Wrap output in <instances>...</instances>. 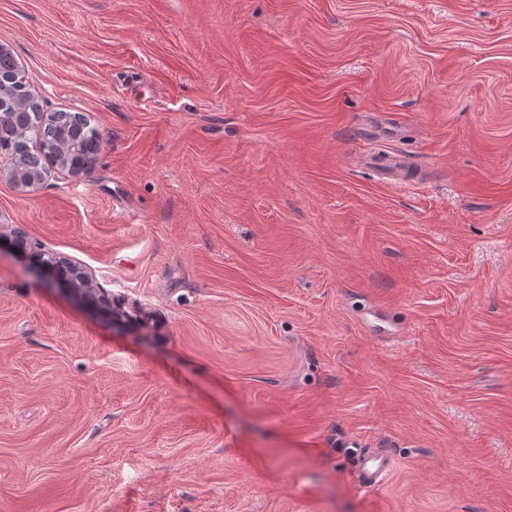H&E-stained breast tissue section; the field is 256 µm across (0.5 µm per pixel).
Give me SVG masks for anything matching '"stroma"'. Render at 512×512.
Returning a JSON list of instances; mask_svg holds the SVG:
<instances>
[{
	"label": "stroma",
	"mask_w": 512,
	"mask_h": 512,
	"mask_svg": "<svg viewBox=\"0 0 512 512\" xmlns=\"http://www.w3.org/2000/svg\"><path fill=\"white\" fill-rule=\"evenodd\" d=\"M0 44L99 134L0 234L122 315L0 244V512H512V0H0ZM12 246L29 255L45 273L50 282L68 288L79 298L86 300L103 312H112V301L93 286L92 276L76 262L66 257L47 255L37 248L22 232L15 230L11 238ZM389 457L375 451H360L356 458L357 475L363 484L376 485L391 471Z\"/></svg>",
	"instance_id": "1"
}]
</instances>
